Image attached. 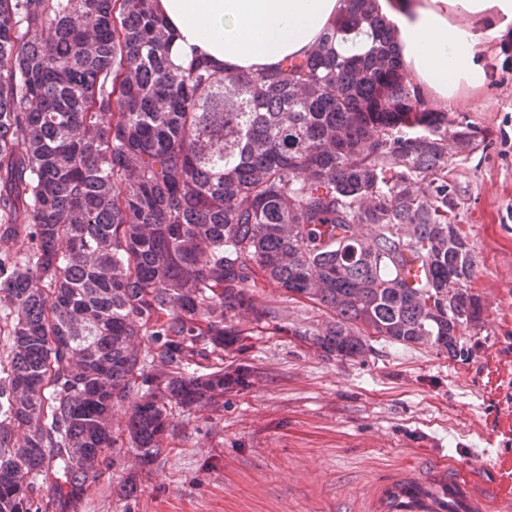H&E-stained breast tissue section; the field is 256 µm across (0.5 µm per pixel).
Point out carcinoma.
<instances>
[{
    "label": "carcinoma",
    "instance_id": "1",
    "mask_svg": "<svg viewBox=\"0 0 512 512\" xmlns=\"http://www.w3.org/2000/svg\"><path fill=\"white\" fill-rule=\"evenodd\" d=\"M152 2L0 0V512H78L121 449L148 472L181 416L249 389L224 352L283 331L266 285L328 315L291 329L327 359H466L483 324L448 222L479 130L425 102L378 0L254 75L173 66Z\"/></svg>",
    "mask_w": 512,
    "mask_h": 512
}]
</instances>
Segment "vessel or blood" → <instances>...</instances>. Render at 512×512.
<instances>
[{
    "mask_svg": "<svg viewBox=\"0 0 512 512\" xmlns=\"http://www.w3.org/2000/svg\"><path fill=\"white\" fill-rule=\"evenodd\" d=\"M486 466L480 456L450 463L438 450L416 453L370 482L360 512H512V494L481 481Z\"/></svg>",
    "mask_w": 512,
    "mask_h": 512,
    "instance_id": "b4317fda",
    "label": "vessel or blood"
}]
</instances>
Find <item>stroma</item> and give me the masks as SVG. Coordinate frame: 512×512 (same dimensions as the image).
<instances>
[{"label":"stroma","mask_w":512,"mask_h":512,"mask_svg":"<svg viewBox=\"0 0 512 512\" xmlns=\"http://www.w3.org/2000/svg\"><path fill=\"white\" fill-rule=\"evenodd\" d=\"M478 51L487 83L447 108L481 131L478 148L448 164L456 229L477 255L468 288L485 322L462 335L468 359L382 341L362 358H323L290 332L323 322V312L263 288L259 302L278 310L287 330L254 339L244 356L252 387L225 397L223 412L180 418L131 501L110 490L135 465L122 455L120 468L97 478L82 512H332L337 499H355L426 440L454 461L465 448L512 458V150L502 146L503 132L512 133V35Z\"/></svg>","instance_id":"obj_1"}]
</instances>
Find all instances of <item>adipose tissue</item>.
Returning <instances> with one entry per match:
<instances>
[{
    "mask_svg": "<svg viewBox=\"0 0 512 512\" xmlns=\"http://www.w3.org/2000/svg\"><path fill=\"white\" fill-rule=\"evenodd\" d=\"M398 55L431 102L485 82L477 46L512 29V0H380ZM174 35L170 60L196 57L238 74L303 57L336 22L343 0H155ZM487 29H477V22Z\"/></svg>",
    "mask_w": 512,
    "mask_h": 512,
    "instance_id": "ef3b65f1",
    "label": "adipose tissue"
}]
</instances>
